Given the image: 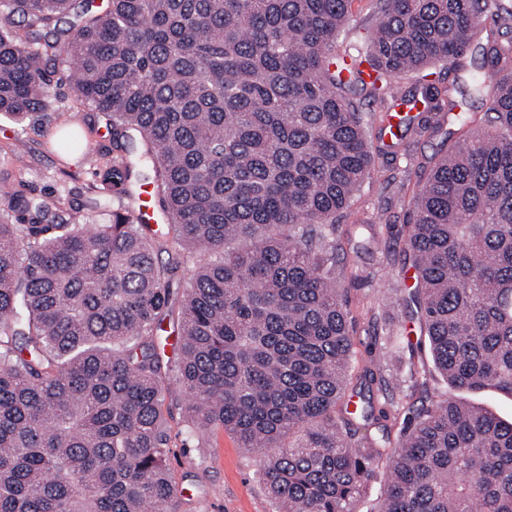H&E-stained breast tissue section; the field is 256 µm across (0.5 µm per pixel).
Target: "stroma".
I'll list each match as a JSON object with an SVG mask.
<instances>
[{
    "label": "stroma",
    "mask_w": 512,
    "mask_h": 512,
    "mask_svg": "<svg viewBox=\"0 0 512 512\" xmlns=\"http://www.w3.org/2000/svg\"><path fill=\"white\" fill-rule=\"evenodd\" d=\"M68 124L97 141L105 158H112V132L106 116L76 97L63 70L52 76L46 114H35L23 123L0 116V187L7 190L0 197V210L8 209L17 196L46 199L58 224L81 223L89 213L97 223L108 224L113 213L124 211L126 199L100 192L94 168L75 162L62 167L52 138ZM372 141L375 165L340 220L336 273L348 290L357 355L375 356L391 373L408 370L410 347L420 336L416 315L398 302L400 290L411 288L414 280L407 257L394 241L402 225L413 218L421 185L417 164L422 157L438 153L442 142L409 136L395 144L386 135L373 136ZM22 148L29 152L23 170L13 162L14 153ZM379 212L385 221L376 227L378 248L354 259L347 242L349 231ZM183 399L179 382L170 381L167 429L169 465L178 487L176 512H272L271 499L256 475V456L221 430L206 445H199L187 433Z\"/></svg>",
    "instance_id": "stroma-1"
}]
</instances>
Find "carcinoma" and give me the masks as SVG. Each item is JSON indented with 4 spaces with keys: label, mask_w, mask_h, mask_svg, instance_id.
<instances>
[{
    "label": "carcinoma",
    "mask_w": 512,
    "mask_h": 512,
    "mask_svg": "<svg viewBox=\"0 0 512 512\" xmlns=\"http://www.w3.org/2000/svg\"><path fill=\"white\" fill-rule=\"evenodd\" d=\"M374 2L351 52V0H0V112L45 110L49 64L64 65L112 122L101 189L129 200L110 224L0 212V512H169L159 332L178 293L189 435L222 429L256 455L276 512H358L377 480L378 512H512V421L446 392L413 399L423 366L354 369L334 264L370 132L421 102L396 136L448 149L397 238L409 302L447 388L512 397V35L482 47L494 81L457 84L484 15L512 32V0ZM17 15L31 39L9 29ZM435 65L452 80L397 96L391 77ZM364 90L383 108L364 111ZM471 97L491 98L482 127ZM55 148L101 156L76 130ZM140 162L163 242L134 220Z\"/></svg>",
    "instance_id": "obj_1"
}]
</instances>
